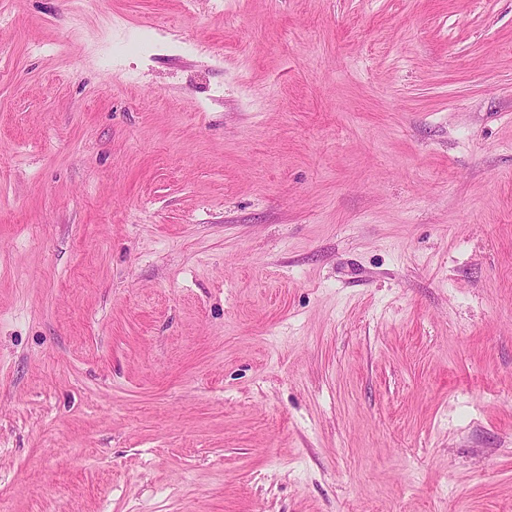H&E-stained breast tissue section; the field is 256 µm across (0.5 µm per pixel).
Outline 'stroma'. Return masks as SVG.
Returning a JSON list of instances; mask_svg holds the SVG:
<instances>
[{
  "label": "stroma",
  "mask_w": 512,
  "mask_h": 512,
  "mask_svg": "<svg viewBox=\"0 0 512 512\" xmlns=\"http://www.w3.org/2000/svg\"><path fill=\"white\" fill-rule=\"evenodd\" d=\"M0 512H512V0H0Z\"/></svg>",
  "instance_id": "stroma-1"
}]
</instances>
